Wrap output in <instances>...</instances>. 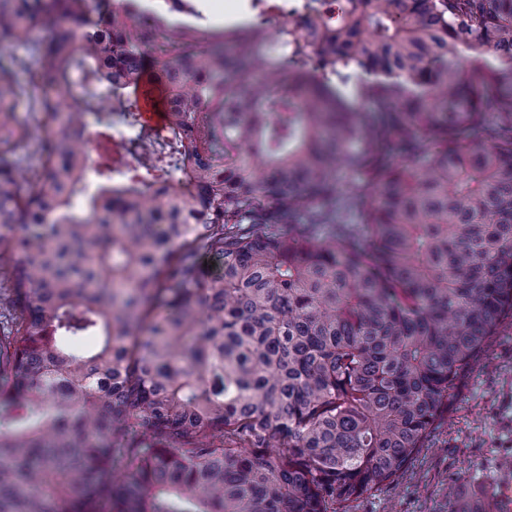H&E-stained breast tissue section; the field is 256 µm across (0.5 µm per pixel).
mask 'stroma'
Instances as JSON below:
<instances>
[{
    "mask_svg": "<svg viewBox=\"0 0 512 512\" xmlns=\"http://www.w3.org/2000/svg\"><path fill=\"white\" fill-rule=\"evenodd\" d=\"M282 0H139V16L164 19L197 30L204 48L216 47L215 35L224 28L263 21L264 36L254 46L261 74L275 69L282 56L291 54L288 16ZM47 33L44 23H33L29 43L10 49L19 65L15 75L25 93L18 100L19 120L36 127L40 117L34 87L38 51ZM512 479V323L494 336L480 365L465 376L457 389L446 421L427 448L421 449L404 475L393 484L363 495L347 512H448V485L462 480L473 495H482L492 475Z\"/></svg>",
    "mask_w": 512,
    "mask_h": 512,
    "instance_id": "1",
    "label": "stroma"
}]
</instances>
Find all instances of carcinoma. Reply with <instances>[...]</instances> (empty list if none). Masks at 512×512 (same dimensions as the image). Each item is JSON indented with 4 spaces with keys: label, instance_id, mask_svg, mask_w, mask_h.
Masks as SVG:
<instances>
[{
    "label": "carcinoma",
    "instance_id": "cac0c4a2",
    "mask_svg": "<svg viewBox=\"0 0 512 512\" xmlns=\"http://www.w3.org/2000/svg\"><path fill=\"white\" fill-rule=\"evenodd\" d=\"M288 17L269 83L259 24L226 55L132 0H0V55L48 24L53 129L23 165L0 61V512H336L407 470L512 318V0ZM147 72L163 134L140 121ZM339 167L368 178L359 224L338 223Z\"/></svg>",
    "mask_w": 512,
    "mask_h": 512
}]
</instances>
